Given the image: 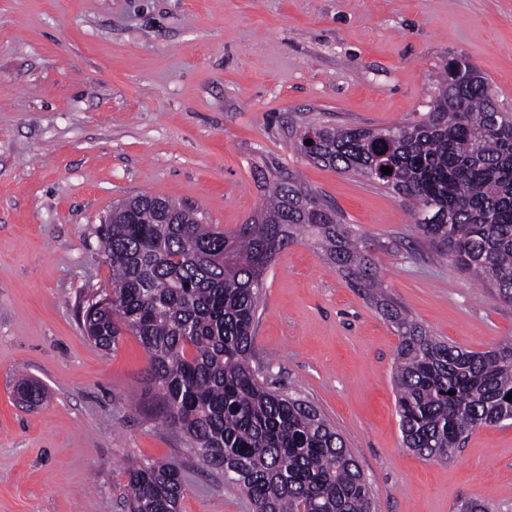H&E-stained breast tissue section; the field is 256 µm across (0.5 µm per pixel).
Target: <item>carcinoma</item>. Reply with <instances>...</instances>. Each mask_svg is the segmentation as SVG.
Segmentation results:
<instances>
[{"label":"carcinoma","instance_id":"carcinoma-1","mask_svg":"<svg viewBox=\"0 0 512 512\" xmlns=\"http://www.w3.org/2000/svg\"><path fill=\"white\" fill-rule=\"evenodd\" d=\"M289 140L309 160L413 202L414 227L433 254L512 305V118L472 63L442 67L429 111L413 123L308 124ZM256 172L260 212L229 234L160 196L113 205L100 229L111 304L85 302L79 321L105 350L126 335L139 340L165 424L252 512H373L371 486L342 436L257 360V312L276 255L312 241L391 322L400 429L406 448L426 459L446 461L473 430L512 420V343L472 351L434 336L385 295L372 257L318 192L274 162ZM17 394L29 405L45 398L28 379ZM128 474L129 512H178L184 481L175 464L147 461Z\"/></svg>","mask_w":512,"mask_h":512}]
</instances>
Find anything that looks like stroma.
Masks as SVG:
<instances>
[{"label": "stroma", "mask_w": 512, "mask_h": 512, "mask_svg": "<svg viewBox=\"0 0 512 512\" xmlns=\"http://www.w3.org/2000/svg\"><path fill=\"white\" fill-rule=\"evenodd\" d=\"M454 58L512 113V0H0V512H126L127 469L146 460L180 468V512H251L148 415L140 342L105 351L81 331L79 302L109 286L99 229L122 199L169 198L230 232L260 208L256 166L276 160L426 329L473 351L511 341L512 305L431 262L407 202L287 139L305 123L420 119ZM258 317V353L335 424L376 512L468 499L512 512V423L476 429L447 461L405 448L396 332L320 250L277 255ZM22 375L42 405L17 401Z\"/></svg>", "instance_id": "35a3bbf8"}]
</instances>
